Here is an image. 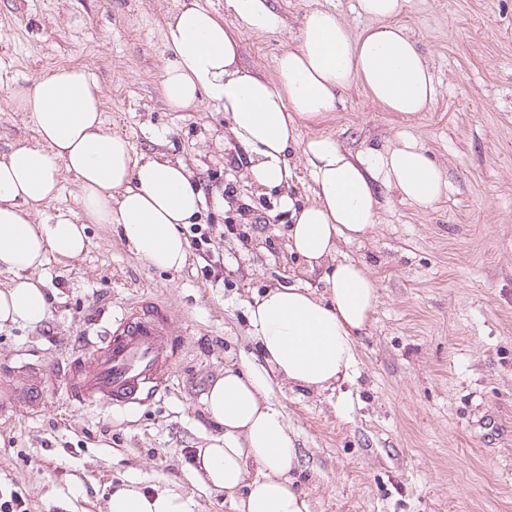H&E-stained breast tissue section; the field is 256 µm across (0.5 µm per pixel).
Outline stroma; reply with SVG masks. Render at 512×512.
<instances>
[{
  "label": "stroma",
  "instance_id": "35a3bbf8",
  "mask_svg": "<svg viewBox=\"0 0 512 512\" xmlns=\"http://www.w3.org/2000/svg\"><path fill=\"white\" fill-rule=\"evenodd\" d=\"M180 3L0 0V157L39 140L11 92L76 67L102 90L106 128L136 157L184 162L204 195L200 244L182 269L150 266L117 227L92 224L85 254L48 256L40 270L44 320L0 327V365L17 367L19 386L21 365L65 362L144 301L167 307L183 344L168 393L137 413L80 406L51 385L37 403L18 400L0 420V493H21L27 512H107L110 492L130 481L183 492L196 512H231L191 469L194 449L218 433L204 394L225 369L262 361L247 300L320 285L287 248L278 194L247 182L223 106L174 112L162 99L166 20ZM271 4L279 31L238 32L242 64L267 78L305 13L336 11L356 35L371 24L355 0ZM400 22L438 83L428 109L407 118L355 85L333 112L300 121V137L363 154L412 135L450 191L422 211L381 189L373 230L341 246L379 286L354 373L332 391L278 382L270 396L294 436L309 512H512V0H407Z\"/></svg>",
  "mask_w": 512,
  "mask_h": 512
}]
</instances>
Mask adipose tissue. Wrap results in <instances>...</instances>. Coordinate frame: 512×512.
Returning <instances> with one entry per match:
<instances>
[{"mask_svg":"<svg viewBox=\"0 0 512 512\" xmlns=\"http://www.w3.org/2000/svg\"><path fill=\"white\" fill-rule=\"evenodd\" d=\"M407 0H358L377 26L353 35L336 12L304 14L295 46L274 62L267 80L239 63V42L222 20L184 0L168 16L171 60L159 74L173 111L201 99L223 105L232 137L248 154L252 186L279 192L288 215V249L307 272L319 273L324 292L288 285L247 303L250 334L263 366L225 369L205 394L224 434L199 449L194 473L223 492L232 512H309L294 485L298 450L281 406L269 398L271 379L322 393L335 389L356 364L355 345L378 303L368 267L340 256L342 243L363 239L377 222L378 189L396 191L418 208H433L449 190L442 169L411 138L360 157L331 136L300 141L299 123L334 111L341 93L361 84L388 111L414 117L433 102L437 87L429 61L396 18ZM242 28L271 32L283 20L269 0H226ZM29 113L40 145H21L0 159V269L14 279L0 289V326L40 323L47 304L33 273L48 255L79 257L87 224H116L129 248L150 265L181 269L188 245L181 228L204 203L180 161L137 159L126 137L104 126L99 85L84 70L59 68L12 91ZM301 150L315 200L296 205L286 189L294 176L289 154ZM80 187L82 218L63 214L32 223L59 191L60 171ZM192 497L170 488L148 492L130 482L115 489L107 512H194Z\"/></svg>","mask_w":512,"mask_h":512,"instance_id":"adipose-tissue-1","label":"adipose tissue"}]
</instances>
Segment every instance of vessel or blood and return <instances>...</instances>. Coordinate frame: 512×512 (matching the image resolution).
I'll use <instances>...</instances> for the list:
<instances>
[{"label":"vessel or blood","mask_w":512,"mask_h":512,"mask_svg":"<svg viewBox=\"0 0 512 512\" xmlns=\"http://www.w3.org/2000/svg\"><path fill=\"white\" fill-rule=\"evenodd\" d=\"M167 326L168 314L158 303L116 321L107 336L59 371L69 398L118 411H134L160 398L182 346Z\"/></svg>","instance_id":"1"}]
</instances>
